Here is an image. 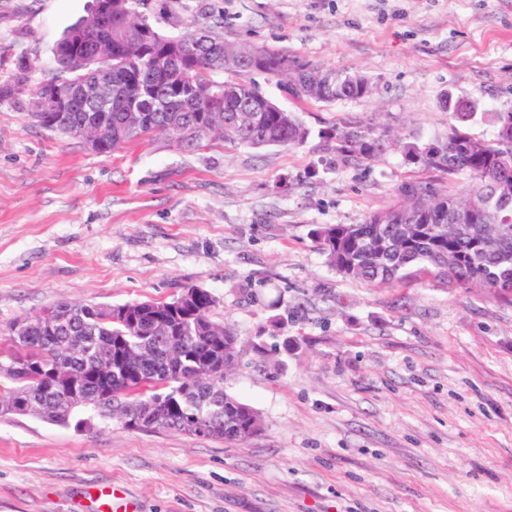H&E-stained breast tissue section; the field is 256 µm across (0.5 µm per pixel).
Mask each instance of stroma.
Instances as JSON below:
<instances>
[{
    "label": "stroma",
    "mask_w": 512,
    "mask_h": 512,
    "mask_svg": "<svg viewBox=\"0 0 512 512\" xmlns=\"http://www.w3.org/2000/svg\"><path fill=\"white\" fill-rule=\"evenodd\" d=\"M94 0H0V82L47 78ZM182 35L359 72L332 104L257 76L310 135L295 147L153 137L103 155L0 104V332L60 301L100 306L210 291L239 338L230 393L260 414L246 443L99 420L0 418V512H512V304L422 278L368 284L327 263L317 228L359 224L407 182L463 174L336 155L327 131L405 142L496 136L512 112V0H140ZM475 102L459 122L445 96Z\"/></svg>",
    "instance_id": "1"
}]
</instances>
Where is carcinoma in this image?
I'll return each instance as SVG.
<instances>
[{"mask_svg":"<svg viewBox=\"0 0 512 512\" xmlns=\"http://www.w3.org/2000/svg\"><path fill=\"white\" fill-rule=\"evenodd\" d=\"M138 0H112V18L97 31L90 30L94 14L68 27L57 42L53 57L56 73L34 84L29 63L19 60L9 79L0 84V103L26 110V94L51 92L59 78L89 76L130 84V94L151 102V90L163 99L160 112L141 113V122L126 121V100L112 101L110 112H85L73 103L56 112L28 113L39 127L64 137L77 138L82 125L94 118L109 124L112 136L100 152L113 153L125 145L164 137L170 145L191 151L205 141L220 139L247 147L297 146L309 130L298 116L258 99L259 88L243 75L262 74L292 87L299 97L332 103L362 98L373 91L363 75L336 71L325 84L327 69L291 58L266 47L253 62L257 46L224 40L207 31L213 44L205 50L196 33L170 36L147 20L132 19ZM112 40V56L94 53V40ZM172 51L182 73L168 81L151 78L150 59ZM231 72L240 80H226ZM219 85L234 92L225 96L222 111L209 112L208 95ZM250 105L253 112L241 108ZM494 140L474 139L451 129L448 139L421 147L398 143L390 131L376 126H348L336 130V149L349 158L371 161L399 148L405 160L474 180L466 195L448 188L408 182L398 188L397 202L369 214L361 224L323 228L319 240L327 261L339 274L370 284L431 278L450 288H483L512 303V112L498 115ZM475 205L472 219L459 225L451 209ZM189 300L176 308L168 302L144 301L149 311L139 313L130 302L122 314L107 307L61 301L49 307L55 324L39 318L23 336L8 331L9 347L0 351V373L15 386L0 390V417L10 415V398L33 396L41 402V419L51 424L81 425L88 418L114 422L124 430H172L190 435L244 444L261 431L258 412L226 390L239 363V339L233 330L213 319L216 298L207 290L187 287ZM144 355L139 361L119 362L123 349ZM60 369L65 380L90 395L83 409L61 407L53 377ZM156 402L154 422H141L143 402Z\"/></svg>","mask_w":512,"mask_h":512,"instance_id":"carcinoma-1","label":"carcinoma"}]
</instances>
